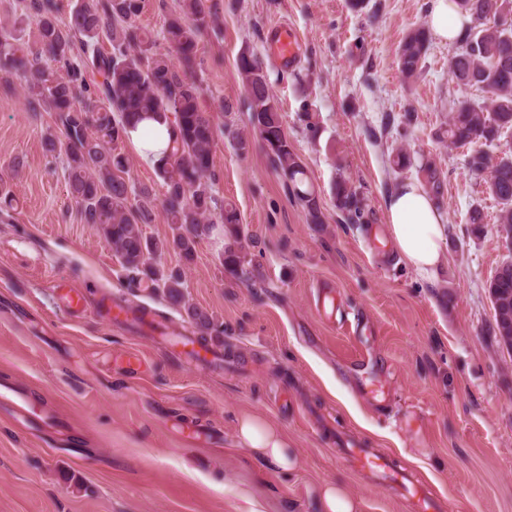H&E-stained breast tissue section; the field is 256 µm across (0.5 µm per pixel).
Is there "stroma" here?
<instances>
[{
  "instance_id": "stroma-1",
  "label": "stroma",
  "mask_w": 512,
  "mask_h": 512,
  "mask_svg": "<svg viewBox=\"0 0 512 512\" xmlns=\"http://www.w3.org/2000/svg\"><path fill=\"white\" fill-rule=\"evenodd\" d=\"M181 0H143L137 19L159 52ZM212 20L197 37L186 76L217 133L211 185L239 217L243 275L227 272L216 233L183 263L192 303L224 327L223 367H196L106 305L128 301L173 327L185 315L160 292L130 283L97 225L84 223L67 186L64 152L43 137L55 113L29 111L19 84L0 83V173L14 197L0 209V389L34 410L19 421L0 399V512H319L318 491L338 483L361 512H413L395 484L360 471L342 453L359 442L412 473L446 512H512V354L498 349L488 284L512 260L495 224L496 201L467 168L469 148L436 137L462 90L448 74L453 43L432 38L418 75L404 79L399 46L428 25L432 0H370L368 22L348 0H207ZM301 40L293 68L266 56L273 28ZM261 57L282 122L322 199L307 213L273 168L250 124L235 61ZM315 123L317 136L307 125ZM249 141L238 150L231 131ZM433 162L445 183L448 226L436 282L415 274L386 240V200L418 168L397 170L399 146ZM131 184L148 189V236L171 237L166 187L130 143ZM364 204L361 223L336 208L337 177ZM480 208L486 224L468 222ZM335 288L330 314L317 287ZM80 313L61 305L65 290ZM379 384L370 396V384ZM261 415L299 456L272 475L238 443L239 414Z\"/></svg>"
}]
</instances>
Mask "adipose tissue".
Here are the masks:
<instances>
[{
	"label": "adipose tissue",
	"mask_w": 512,
	"mask_h": 512,
	"mask_svg": "<svg viewBox=\"0 0 512 512\" xmlns=\"http://www.w3.org/2000/svg\"><path fill=\"white\" fill-rule=\"evenodd\" d=\"M130 142L144 161L161 158L169 140V126L143 120L128 132ZM388 240L394 254L416 274L434 278L444 260L447 226L424 186L416 181L398 184L386 203ZM240 446L269 471H293L298 457L287 436L264 417L244 413L237 419Z\"/></svg>",
	"instance_id": "obj_1"
}]
</instances>
